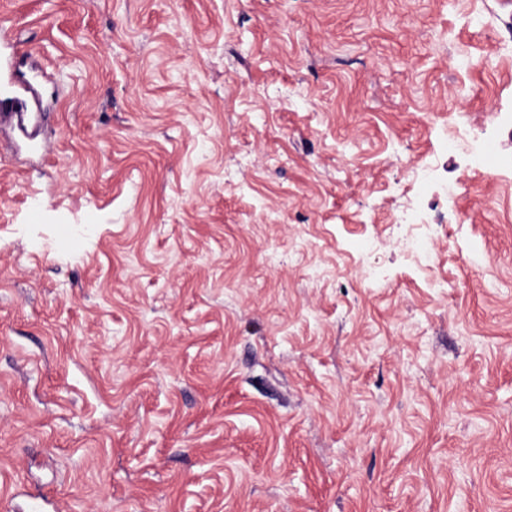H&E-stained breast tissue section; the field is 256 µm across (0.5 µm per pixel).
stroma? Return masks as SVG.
Masks as SVG:
<instances>
[{"mask_svg":"<svg viewBox=\"0 0 512 512\" xmlns=\"http://www.w3.org/2000/svg\"><path fill=\"white\" fill-rule=\"evenodd\" d=\"M0 30L7 512H512V0ZM25 88L13 89L6 97L0 96V112H14L18 118L28 112V94Z\"/></svg>","mask_w":512,"mask_h":512,"instance_id":"35a3bbf8","label":"stroma"}]
</instances>
